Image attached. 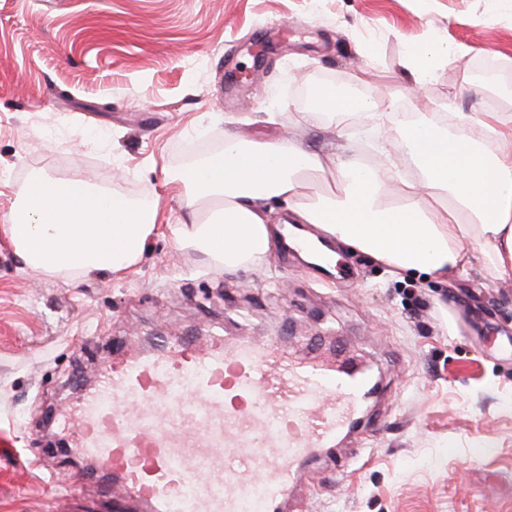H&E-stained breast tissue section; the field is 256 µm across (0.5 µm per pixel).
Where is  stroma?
Segmentation results:
<instances>
[{"mask_svg":"<svg viewBox=\"0 0 512 512\" xmlns=\"http://www.w3.org/2000/svg\"><path fill=\"white\" fill-rule=\"evenodd\" d=\"M434 41L459 52L414 86L405 56ZM358 76L397 117L494 112L512 129V0H0V226L32 174L160 202L120 275H45L0 230V512H115L106 480L58 485L83 463L57 415L114 350L216 330L343 342L380 388L351 438L300 463L288 512H512V277L475 259L395 277L339 244L342 279L280 244L226 272L169 238L164 170L228 132L366 164L384 142L410 176L393 131L298 118L304 86Z\"/></svg>","mask_w":512,"mask_h":512,"instance_id":"stroma-1","label":"stroma"}]
</instances>
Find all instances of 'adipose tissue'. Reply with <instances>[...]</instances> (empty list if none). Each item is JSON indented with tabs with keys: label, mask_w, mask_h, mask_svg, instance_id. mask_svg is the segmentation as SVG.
<instances>
[{
	"label": "adipose tissue",
	"mask_w": 512,
	"mask_h": 512,
	"mask_svg": "<svg viewBox=\"0 0 512 512\" xmlns=\"http://www.w3.org/2000/svg\"><path fill=\"white\" fill-rule=\"evenodd\" d=\"M455 46L429 42L412 49L407 68L415 83L450 61ZM386 103L357 86L321 88L300 115L385 121ZM494 113L448 129L435 117L399 124L398 135L418 176L402 179L392 164L365 165L323 156L287 141L225 135L221 150L171 173L183 212L169 232L215 266H259L274 237L273 203L292 221L312 225L389 267L392 274L440 276L464 266L468 245L486 253L499 276H512V131ZM496 136L497 149L484 145ZM327 182L316 200L302 198L306 182ZM156 200L135 202L81 179L33 175L5 232L15 255L50 276L118 273L137 264L157 227Z\"/></svg>",
	"instance_id": "ef3b65f1"
}]
</instances>
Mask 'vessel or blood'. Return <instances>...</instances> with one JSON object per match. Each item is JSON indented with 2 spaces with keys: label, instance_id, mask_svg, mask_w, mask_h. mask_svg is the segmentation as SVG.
<instances>
[{
  "label": "vessel or blood",
  "instance_id": "1",
  "mask_svg": "<svg viewBox=\"0 0 512 512\" xmlns=\"http://www.w3.org/2000/svg\"><path fill=\"white\" fill-rule=\"evenodd\" d=\"M375 386L344 348L162 339L114 353L58 423L147 512H280L300 459L332 448Z\"/></svg>",
  "mask_w": 512,
  "mask_h": 512
}]
</instances>
